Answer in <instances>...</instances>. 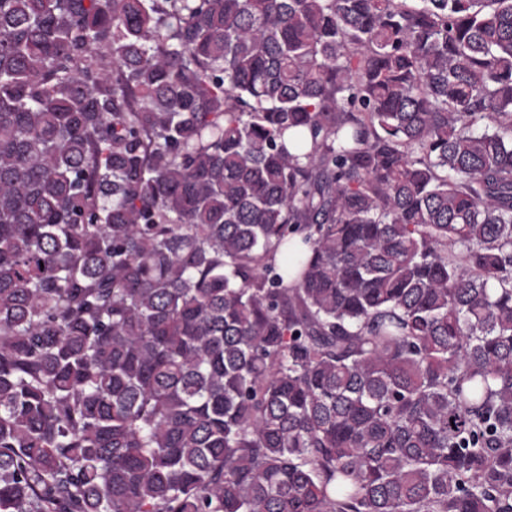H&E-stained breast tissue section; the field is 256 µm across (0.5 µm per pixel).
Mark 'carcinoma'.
Wrapping results in <instances>:
<instances>
[{
    "label": "carcinoma",
    "instance_id": "carcinoma-1",
    "mask_svg": "<svg viewBox=\"0 0 512 512\" xmlns=\"http://www.w3.org/2000/svg\"><path fill=\"white\" fill-rule=\"evenodd\" d=\"M0 512H512V0H0Z\"/></svg>",
    "mask_w": 512,
    "mask_h": 512
}]
</instances>
